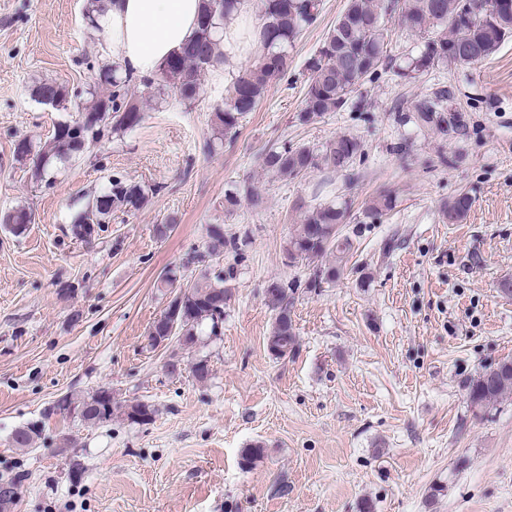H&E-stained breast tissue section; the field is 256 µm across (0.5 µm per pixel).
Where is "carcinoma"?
<instances>
[{"label": "carcinoma", "instance_id": "1", "mask_svg": "<svg viewBox=\"0 0 512 512\" xmlns=\"http://www.w3.org/2000/svg\"><path fill=\"white\" fill-rule=\"evenodd\" d=\"M263 25V52L256 65L236 76L227 88V102L214 109L215 134L207 143L214 151L225 138L237 134L246 116L255 111L269 83L288 76V48L303 31L312 26L318 15V0H260ZM238 0H205L204 14L193 36L179 54L164 62L154 75L139 80L142 94L169 90L180 101L191 105L201 91L203 75L224 65L217 30L225 17L231 15ZM398 14L401 26L420 39L418 51L396 68L388 53L389 34L385 20ZM512 39V0H346L316 52L304 64L308 74L302 107L296 121L302 126L313 124L329 112L360 109L361 88L387 71L400 78L424 75L439 68H452L481 63L489 59L506 41ZM128 78L116 74L113 66L98 67L95 85L104 90L89 106L77 108L79 133H74L72 121L58 123L53 134L43 144L35 146L26 138L15 141L13 156L29 168L31 179L43 182L53 166L63 160L84 155L92 144L119 132L132 130L143 122V105L128 97ZM40 102L59 100L72 103L75 95L69 86L56 81H43L32 89ZM411 121L416 130L433 133L446 140H460L469 132L470 116L457 102L454 88L443 85L430 94L415 99ZM363 145L356 136L341 134L321 146L283 142L264 150L261 166L285 180L295 179L316 170L348 172ZM155 188L112 178L99 195L88 201L73 219L74 238L92 243L112 215L131 213L144 207ZM252 207L262 204L258 190L245 181L235 182L224 192V209L237 208L242 199ZM396 198L381 191L367 206L364 218L374 220L393 210ZM471 197L461 192L442 206L443 217L455 224L471 208ZM302 209L300 224L284 246L286 265L311 267L307 279L289 281L274 279L265 288L267 305L275 312L272 331L267 341L270 354L282 359L294 354L297 336L292 319L293 295L304 287L315 291L336 281L342 262L350 251L349 238L342 227L351 219V206L324 203L314 206L298 204ZM33 221L32 213L15 208L0 216V223L9 232L21 236ZM244 241L224 235V225L211 224L206 230L202 248L187 252L177 269L161 278L159 288H173V299L179 301L176 312L165 308L149 329L150 345L177 338L190 350L197 346L204 331L216 336L224 323V307L231 297L230 282L234 268L224 266V252L242 251ZM336 255V260L321 263L324 256ZM188 271L191 280L178 283L177 274ZM512 391V359L491 363L465 386L470 406L487 409ZM121 410L133 424L152 421L155 409L142 401L117 405L112 390L101 388L91 394L68 393L52 407V412L75 416L82 423L98 426L112 421L115 410ZM40 434L38 423H30L13 435L15 447L28 448Z\"/></svg>", "mask_w": 512, "mask_h": 512}]
</instances>
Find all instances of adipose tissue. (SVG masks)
Segmentation results:
<instances>
[{
  "mask_svg": "<svg viewBox=\"0 0 512 512\" xmlns=\"http://www.w3.org/2000/svg\"><path fill=\"white\" fill-rule=\"evenodd\" d=\"M203 9V0H108L98 23L113 65L125 75L155 74L194 36ZM257 11V0H240L237 11L222 23L221 46L229 58L260 44L263 28Z\"/></svg>",
  "mask_w": 512,
  "mask_h": 512,
  "instance_id": "obj_1",
  "label": "adipose tissue"
}]
</instances>
